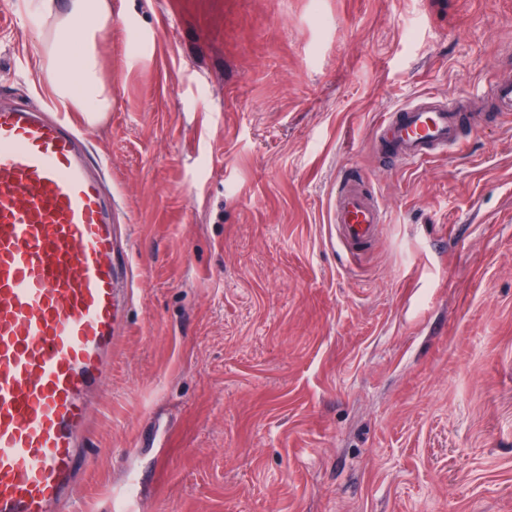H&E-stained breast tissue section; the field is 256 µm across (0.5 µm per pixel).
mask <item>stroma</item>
I'll use <instances>...</instances> for the list:
<instances>
[{
	"label": "stroma",
	"instance_id": "obj_1",
	"mask_svg": "<svg viewBox=\"0 0 512 512\" xmlns=\"http://www.w3.org/2000/svg\"><path fill=\"white\" fill-rule=\"evenodd\" d=\"M109 161L133 296L79 512H512V114L382 167V114L512 78V0H110ZM0 0V101L52 108ZM386 222L357 258L340 176Z\"/></svg>",
	"mask_w": 512,
	"mask_h": 512
}]
</instances>
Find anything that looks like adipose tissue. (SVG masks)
<instances>
[{"mask_svg": "<svg viewBox=\"0 0 512 512\" xmlns=\"http://www.w3.org/2000/svg\"><path fill=\"white\" fill-rule=\"evenodd\" d=\"M111 20L108 0H69L66 13L38 34L43 44L41 85L63 107L82 113L91 125L112 107L96 55L97 40Z\"/></svg>", "mask_w": 512, "mask_h": 512, "instance_id": "adipose-tissue-1", "label": "adipose tissue"}]
</instances>
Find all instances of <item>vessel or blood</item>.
<instances>
[{
    "label": "vessel or blood",
    "mask_w": 512,
    "mask_h": 512,
    "mask_svg": "<svg viewBox=\"0 0 512 512\" xmlns=\"http://www.w3.org/2000/svg\"><path fill=\"white\" fill-rule=\"evenodd\" d=\"M488 92L512 112L511 79ZM485 93L396 108L377 124V151L397 168L462 152ZM331 221L354 255L377 239L385 214L362 180L344 178ZM114 250L112 202L74 128L0 105V512H72L94 393L119 341Z\"/></svg>",
    "instance_id": "b4317fda"
}]
</instances>
